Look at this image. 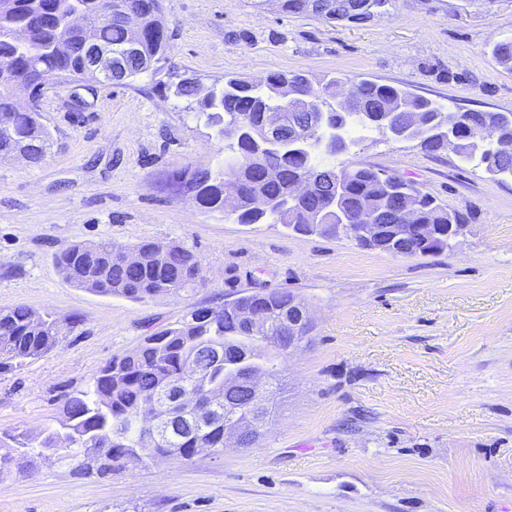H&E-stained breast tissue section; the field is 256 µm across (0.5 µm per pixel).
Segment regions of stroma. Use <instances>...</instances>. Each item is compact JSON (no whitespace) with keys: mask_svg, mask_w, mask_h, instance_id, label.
<instances>
[{"mask_svg":"<svg viewBox=\"0 0 512 512\" xmlns=\"http://www.w3.org/2000/svg\"><path fill=\"white\" fill-rule=\"evenodd\" d=\"M162 19L159 71L122 85L48 79L51 153L39 165L0 159V309L64 323L49 352L0 375V432L38 434L112 357L196 309L288 290L313 329L250 447L108 478L34 448L0 471V512H512V182L373 130L339 162L398 174L466 213L450 250L399 256L228 221L167 187L212 166L221 145L166 89L346 74L462 112H512V71L486 48L512 34V0H394L365 23L289 14L279 0H162ZM103 240L177 243L206 282L143 301L67 284L57 255Z\"/></svg>","mask_w":512,"mask_h":512,"instance_id":"obj_1","label":"stroma"}]
</instances>
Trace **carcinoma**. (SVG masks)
<instances>
[{
  "instance_id": "obj_1",
  "label": "carcinoma",
  "mask_w": 512,
  "mask_h": 512,
  "mask_svg": "<svg viewBox=\"0 0 512 512\" xmlns=\"http://www.w3.org/2000/svg\"><path fill=\"white\" fill-rule=\"evenodd\" d=\"M102 0H0V120L11 125L0 130V151L16 147L31 150V163L44 161L40 146L54 144L55 134L36 106L23 112L15 108L16 85H28L39 97L43 76L52 75L67 83L85 73L81 32L68 26L74 13L84 14L98 26L99 38L112 46L115 83L124 84L151 70L166 59L169 36L159 19L160 0H124L141 19L136 47L129 48V37L118 19L107 24L101 16ZM292 14L314 13L328 20L366 22L392 0H280ZM498 64L512 70V35L490 42ZM350 79L330 76L315 80L303 73L274 72L262 83H250L228 75L199 96L195 81L182 79L173 93L196 103V116L224 143V158L208 169L180 172L170 178L178 186L196 190L197 204L209 212H222L224 218L240 224H281L290 229L297 224L319 226L313 233L324 236H350L356 219L368 216L380 228L372 248L391 249V239L400 233L416 245V256L428 257L452 248L448 225L465 224L467 217L452 211L417 185L381 169L364 165H332L329 155L315 144L295 145L281 140L267 147L258 142L268 117L280 116V127L294 126L324 112L332 125L343 127L344 141L335 155L350 151L360 138L356 132L384 131L380 119L393 126L407 122L411 115L425 125L417 146L428 153L450 149L463 164L481 168L490 178L504 182L512 171V154H503L487 143L469 139L470 126L489 131L494 140L512 142V112H459L441 101L416 96L410 91L361 79L354 94H342ZM311 182V192L293 194L301 177ZM237 183V194H225L224 185ZM266 206L260 208L257 201ZM415 214L416 223L434 225L438 236L425 245L413 227H399L400 214ZM128 252H137L143 261L129 265ZM63 279L76 288L140 301L163 293H178L204 281L203 267L191 251L172 243L142 242L127 246L111 241L75 245L57 259ZM297 296L288 291L256 292L224 303L214 318L204 310L190 318L147 336L129 354L117 356L101 370L85 390L69 395L63 417L48 427L34 444L25 433L0 435V464L13 460V454H27L37 446L64 456H88V449L105 450V457L93 459L96 471L108 475L119 462L138 447L145 427L140 410L160 390L178 384L203 400L213 388L224 393L220 411L204 426L193 422L194 407L180 411L176 428L160 438L157 452L183 460L207 451H224L225 423L232 416L245 419L249 413L248 395L226 385L233 375L260 373L267 378L266 404L275 406L282 394L281 365L286 358L279 338L282 321L294 309ZM262 308L266 331L252 333L243 314ZM58 329L50 315L34 319L26 307L0 310V373L16 372L51 349ZM192 365L195 375L186 372Z\"/></svg>"
}]
</instances>
